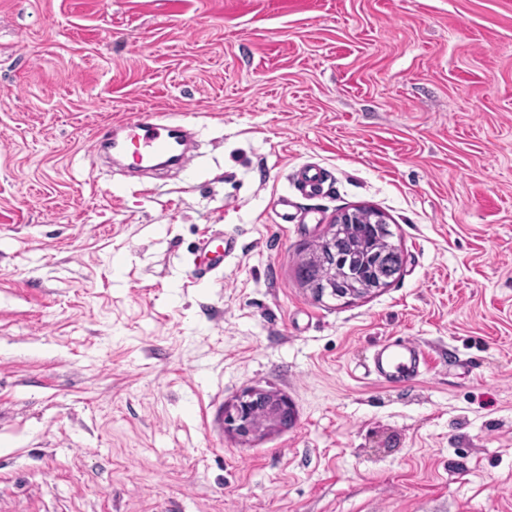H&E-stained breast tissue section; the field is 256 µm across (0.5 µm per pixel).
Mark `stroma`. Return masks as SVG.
I'll list each match as a JSON object with an SVG mask.
<instances>
[{
	"mask_svg": "<svg viewBox=\"0 0 512 512\" xmlns=\"http://www.w3.org/2000/svg\"><path fill=\"white\" fill-rule=\"evenodd\" d=\"M144 109L201 131L152 193L94 151ZM357 206L403 268L316 297ZM0 512H512V0H0ZM212 239H202L194 253L193 265L199 279L210 278L224 270V260L234 254L236 242L227 239L224 245L213 247ZM424 361L420 346L399 339L388 341L376 351L373 362L379 379L387 383H399L416 377ZM292 409L279 394L250 389L238 399L226 416V424L242 440H249L268 428L288 425Z\"/></svg>",
	"mask_w": 512,
	"mask_h": 512,
	"instance_id": "35a3bbf8",
	"label": "stroma"
}]
</instances>
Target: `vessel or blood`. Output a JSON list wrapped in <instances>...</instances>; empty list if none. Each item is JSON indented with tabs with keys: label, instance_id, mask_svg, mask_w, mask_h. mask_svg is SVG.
<instances>
[{
	"label": "vessel or blood",
	"instance_id": "1",
	"mask_svg": "<svg viewBox=\"0 0 512 512\" xmlns=\"http://www.w3.org/2000/svg\"><path fill=\"white\" fill-rule=\"evenodd\" d=\"M188 136L185 125L148 109L119 122L117 131L98 137L95 147L115 157H132L144 168L152 167L158 160L173 167L184 162ZM235 249L236 242L232 239L219 246L213 245L211 240H201L193 259L197 277L209 278L221 272L225 259L232 256ZM423 361L420 346L404 339L382 344L373 358L378 378L387 383L416 377Z\"/></svg>",
	"mask_w": 512,
	"mask_h": 512
}]
</instances>
